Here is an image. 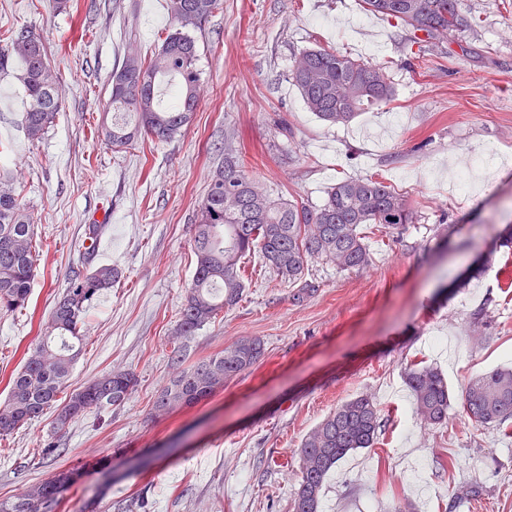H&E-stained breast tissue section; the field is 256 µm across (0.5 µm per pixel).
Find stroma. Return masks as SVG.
<instances>
[{"label":"stroma","instance_id":"35a3bbf8","mask_svg":"<svg viewBox=\"0 0 512 512\" xmlns=\"http://www.w3.org/2000/svg\"><path fill=\"white\" fill-rule=\"evenodd\" d=\"M0 0V34H39L62 107L41 139L21 124L20 65L0 67V174L18 188L39 248L26 309L0 315V404L28 348L75 273L87 272L86 228L102 220L96 264L122 276L85 316L68 382L138 379L124 406L56 433V410L0 438V501L56 471H79L59 512H292L298 450L336 406L371 395L374 447L347 456L324 484L323 512H446L461 487L483 486L459 512H512V421L464 424L457 409L428 427L413 415L404 375L437 367L460 397L477 374L512 364V0H463L470 26L443 42L364 15L359 0H222L201 30V101L168 142L106 148L111 75L129 52L152 56L172 24L169 0ZM333 47L386 68L390 102L331 126L305 108L289 71L299 52ZM273 196L321 204L350 177L383 179L410 203L399 232L364 227L373 263L340 270L309 261L303 301L258 256L245 258L233 308L193 335L178 333L192 282L194 225L225 146ZM492 148L502 168L471 170ZM471 171L478 189L451 195ZM242 337L264 353L197 404L159 418L151 403L173 376V348L191 367ZM59 440L54 455L45 443ZM427 467L420 478L411 470Z\"/></svg>","mask_w":512,"mask_h":512}]
</instances>
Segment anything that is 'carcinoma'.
Masks as SVG:
<instances>
[{"label": "carcinoma", "mask_w": 512, "mask_h": 512, "mask_svg": "<svg viewBox=\"0 0 512 512\" xmlns=\"http://www.w3.org/2000/svg\"><path fill=\"white\" fill-rule=\"evenodd\" d=\"M174 27L149 58L126 57L111 76L112 124L102 129L107 144L126 146L146 136L158 142L174 138L192 121L199 105L198 47L189 30L198 29L219 8L221 0H169ZM366 12L380 15L412 33L440 41L469 27L462 0H359ZM0 62L12 55L22 63L28 107L22 121L27 135L40 138L61 109L57 80L42 39L27 29L0 39ZM290 78L307 109L331 124H347L366 109L393 98L394 87L383 66L331 48L309 49L293 61ZM404 196L372 177L349 178L326 192L319 206L273 199L249 177L232 147L224 149V169L211 179L198 211L194 253L196 267L180 312L179 331L191 336L235 306L244 290L241 259L258 252L265 265L290 283H301L297 298L314 291L303 281L312 258L344 270L371 266L362 228L381 224L396 230L413 223ZM31 214L13 186L0 187V314L26 308L36 268ZM119 278V271L101 266L77 274L56 301L45 340L30 348L22 368L10 378L8 399L0 406V437L29 424L52 407L68 383L79 355L75 340L94 301ZM263 355L257 339H240L223 351L176 373L153 402L158 415L197 403L224 382L253 366ZM406 384L414 415L426 426L448 423L452 407L448 382L430 365L408 369ZM137 385L130 371H112L71 393L56 417V430L70 422L126 403ZM462 417L483 427L512 420V366L474 377L465 387ZM381 427L380 410L367 394L352 397L330 412L305 438L299 455L301 480L293 512H321L326 476L350 452L370 448ZM78 471L63 469L49 480L0 501V512H55L64 493L78 482ZM467 486L455 493L448 512L480 496Z\"/></svg>", "instance_id": "obj_1"}]
</instances>
